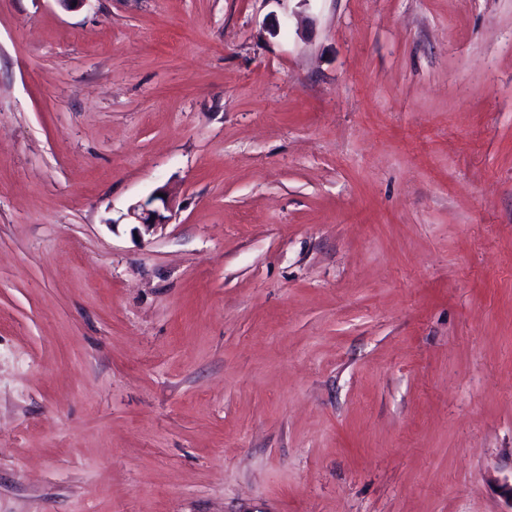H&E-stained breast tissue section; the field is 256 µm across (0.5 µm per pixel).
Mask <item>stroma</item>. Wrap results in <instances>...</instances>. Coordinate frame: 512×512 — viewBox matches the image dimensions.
<instances>
[{
    "mask_svg": "<svg viewBox=\"0 0 512 512\" xmlns=\"http://www.w3.org/2000/svg\"><path fill=\"white\" fill-rule=\"evenodd\" d=\"M511 481L512 0H0V512ZM156 201L162 203L163 209L170 211L172 206L167 198L158 196V193L144 203L131 204L124 218L132 219L129 224H136L133 230L139 236L153 234L159 225L167 224L168 216L163 215L158 207L152 206Z\"/></svg>",
    "mask_w": 512,
    "mask_h": 512,
    "instance_id": "stroma-1",
    "label": "stroma"
}]
</instances>
